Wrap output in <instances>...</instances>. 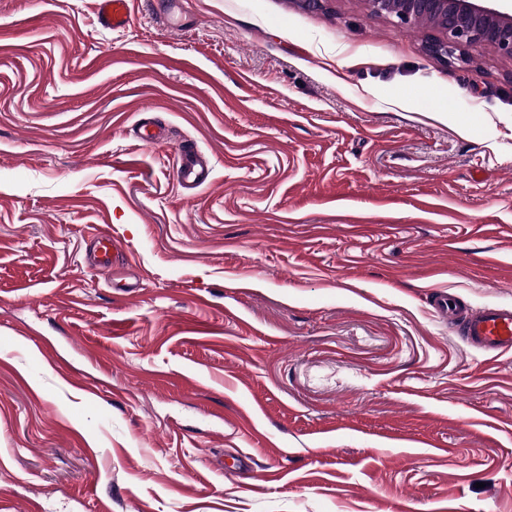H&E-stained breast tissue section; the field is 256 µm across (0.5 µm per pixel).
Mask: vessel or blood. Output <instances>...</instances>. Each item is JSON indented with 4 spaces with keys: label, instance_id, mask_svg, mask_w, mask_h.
I'll return each instance as SVG.
<instances>
[{
    "label": "vessel or blood",
    "instance_id": "b4317fda",
    "mask_svg": "<svg viewBox=\"0 0 512 512\" xmlns=\"http://www.w3.org/2000/svg\"><path fill=\"white\" fill-rule=\"evenodd\" d=\"M130 0H97L98 17L104 28L120 30L129 22ZM176 178L187 189H196L209 182V159L191 144L177 150ZM432 306L450 327L460 328L464 342L473 350L496 357L512 352V305H489L471 309L458 296L435 293Z\"/></svg>",
    "mask_w": 512,
    "mask_h": 512
}]
</instances>
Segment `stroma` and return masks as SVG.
Returning a JSON list of instances; mask_svg holds the SVG:
<instances>
[{
    "instance_id": "obj_1",
    "label": "stroma",
    "mask_w": 512,
    "mask_h": 512,
    "mask_svg": "<svg viewBox=\"0 0 512 512\" xmlns=\"http://www.w3.org/2000/svg\"><path fill=\"white\" fill-rule=\"evenodd\" d=\"M130 12L0 0V512H512V352L431 306L512 304V61L363 0ZM130 0H97L101 25L112 31L123 29L129 23ZM176 178L183 188L196 189L209 182L211 165L209 159L196 146L182 144L177 150Z\"/></svg>"
}]
</instances>
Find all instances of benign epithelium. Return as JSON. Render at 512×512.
I'll list each match as a JSON object with an SVG mask.
<instances>
[{
	"label": "benign epithelium",
	"instance_id": "1",
	"mask_svg": "<svg viewBox=\"0 0 512 512\" xmlns=\"http://www.w3.org/2000/svg\"><path fill=\"white\" fill-rule=\"evenodd\" d=\"M369 11L399 26H412L422 19L440 37L427 44L436 60H464L463 51L487 45L503 58L512 60V12L485 5V0H364Z\"/></svg>",
	"mask_w": 512,
	"mask_h": 512
}]
</instances>
